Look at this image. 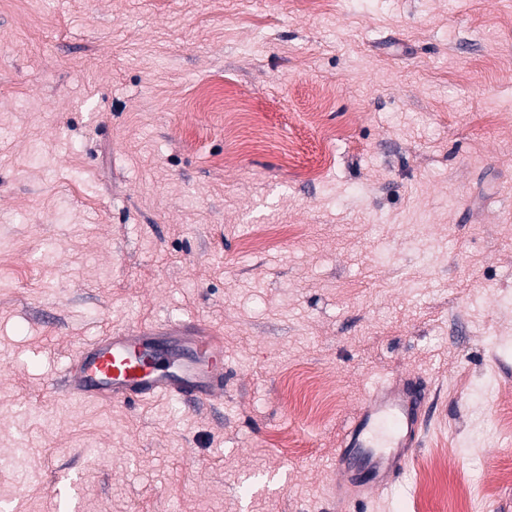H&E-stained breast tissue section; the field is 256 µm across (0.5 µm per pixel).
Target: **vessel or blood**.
Wrapping results in <instances>:
<instances>
[{"label":"vessel or blood","instance_id":"vessel-or-blood-1","mask_svg":"<svg viewBox=\"0 0 512 512\" xmlns=\"http://www.w3.org/2000/svg\"><path fill=\"white\" fill-rule=\"evenodd\" d=\"M163 344L182 351L179 364L165 363ZM58 386L64 395L97 402L170 396L203 404L224 391V345L217 330L187 320L118 329L81 345ZM425 401L422 381L408 375L368 395L336 452L338 500L392 487L419 444Z\"/></svg>","mask_w":512,"mask_h":512}]
</instances>
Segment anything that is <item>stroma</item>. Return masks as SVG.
Segmentation results:
<instances>
[{"label": "stroma", "instance_id": "35a3bbf8", "mask_svg": "<svg viewBox=\"0 0 512 512\" xmlns=\"http://www.w3.org/2000/svg\"><path fill=\"white\" fill-rule=\"evenodd\" d=\"M177 319L213 401L55 390ZM398 375L414 462L342 505ZM511 415L512 0H0V512H512ZM426 395L422 381L410 375L378 385L368 395L336 452L338 500L392 487L419 445Z\"/></svg>", "mask_w": 512, "mask_h": 512}]
</instances>
